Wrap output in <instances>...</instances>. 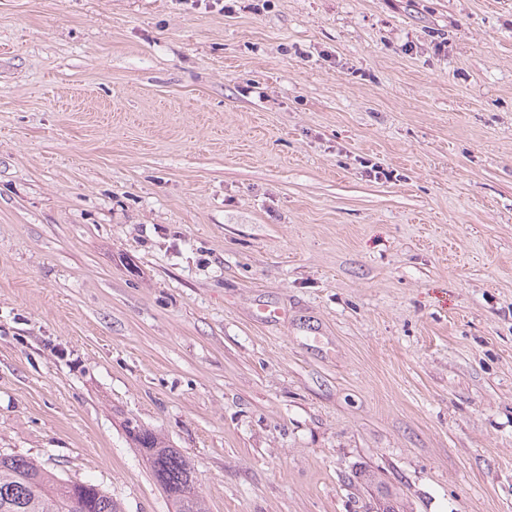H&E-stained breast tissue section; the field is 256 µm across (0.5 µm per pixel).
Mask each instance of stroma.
Masks as SVG:
<instances>
[{
	"mask_svg": "<svg viewBox=\"0 0 512 512\" xmlns=\"http://www.w3.org/2000/svg\"><path fill=\"white\" fill-rule=\"evenodd\" d=\"M512 512V0H0V454L173 512ZM124 428L135 447L144 452L155 481L171 499L174 511L207 512L195 485L194 467L190 460L165 445L158 434L136 419L128 418Z\"/></svg>",
	"mask_w": 512,
	"mask_h": 512,
	"instance_id": "obj_1",
	"label": "stroma"
}]
</instances>
